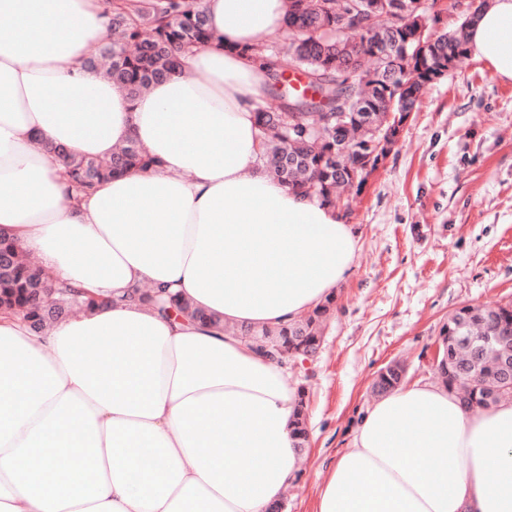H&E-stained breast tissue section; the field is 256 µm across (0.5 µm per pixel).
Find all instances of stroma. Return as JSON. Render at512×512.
Instances as JSON below:
<instances>
[{
  "label": "stroma",
  "instance_id": "stroma-1",
  "mask_svg": "<svg viewBox=\"0 0 512 512\" xmlns=\"http://www.w3.org/2000/svg\"><path fill=\"white\" fill-rule=\"evenodd\" d=\"M348 198L342 216L359 235L352 269L318 354L284 368L289 385L308 389L310 430L285 512H315L382 367L398 360L407 384L433 382L449 315L512 302V85L460 58L426 86L396 144Z\"/></svg>",
  "mask_w": 512,
  "mask_h": 512
}]
</instances>
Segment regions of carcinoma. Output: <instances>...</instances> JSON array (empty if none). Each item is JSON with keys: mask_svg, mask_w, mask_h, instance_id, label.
<instances>
[{"mask_svg": "<svg viewBox=\"0 0 512 512\" xmlns=\"http://www.w3.org/2000/svg\"><path fill=\"white\" fill-rule=\"evenodd\" d=\"M334 3L336 0H288L284 45L264 44L253 49L273 80L266 105L256 112L266 137V170L289 191L333 207L336 197L328 186L337 181L362 185L366 159L377 148L368 145L370 137L361 126L378 128L388 116V88L383 80L374 81V87L362 92L369 70L361 68V60H374V71L382 74L400 67L405 58L398 44L406 39V32L385 27L371 36L352 28L341 34L344 23L332 7ZM105 4L109 39L84 66L121 85L133 99L176 70L178 52L212 41L200 0H105ZM469 24L465 20L456 31L438 36L446 61L467 54L464 30ZM289 71L304 77L306 84L293 86L286 76ZM343 111L350 115L348 128L336 127V113ZM49 150L77 201L107 179L157 165L133 138L108 158L77 156L63 145H51ZM165 293L164 288L157 292L160 310L174 309L196 319L213 320L175 298L163 301ZM94 304L79 288L69 289L64 297L52 296L48 273L19 251L9 237L0 236V310L21 313L28 320L38 318L45 329L69 317L75 306ZM335 305L332 297L287 326L269 331L241 326L237 334L252 337V344L271 352L284 350L302 359L319 349L321 328ZM440 337L434 370L443 387L459 400H468L464 409L487 410L512 399V385L501 379L502 362L512 359V304L465 305L448 318ZM401 369L398 363L384 367L373 390L383 394L402 385ZM306 396V390L298 388L293 434L299 448L309 443Z\"/></svg>", "mask_w": 512, "mask_h": 512, "instance_id": "obj_1", "label": "carcinoma"}]
</instances>
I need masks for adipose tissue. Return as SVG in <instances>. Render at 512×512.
Returning <instances> with one entry per match:
<instances>
[{"label": "adipose tissue", "mask_w": 512, "mask_h": 512, "mask_svg": "<svg viewBox=\"0 0 512 512\" xmlns=\"http://www.w3.org/2000/svg\"><path fill=\"white\" fill-rule=\"evenodd\" d=\"M201 4L213 44L133 101L84 66L104 0H0V233L107 299L41 336L0 312V512H268L297 476V390L224 328L300 319L348 277L357 238L261 165L269 77L251 49L283 28L285 0ZM466 42L512 85V0H484ZM131 138L156 167L78 202L43 147L105 158ZM141 286L216 325L127 300ZM317 512H512V401L385 394Z\"/></svg>", "instance_id": "obj_1"}]
</instances>
